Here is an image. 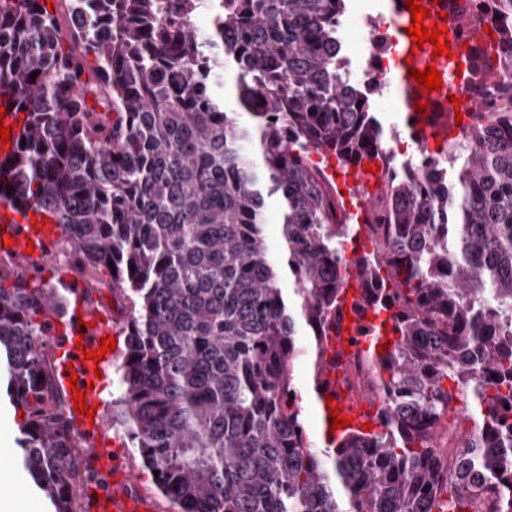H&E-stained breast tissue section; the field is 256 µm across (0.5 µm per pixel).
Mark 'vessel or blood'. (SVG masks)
Segmentation results:
<instances>
[{
	"mask_svg": "<svg viewBox=\"0 0 512 512\" xmlns=\"http://www.w3.org/2000/svg\"><path fill=\"white\" fill-rule=\"evenodd\" d=\"M399 77L405 90L403 106L412 112L415 127L422 137L430 140L452 135L450 121L436 119L435 113L447 106L448 100L440 91H426L411 78L414 69L435 66L443 84L456 85L460 77L451 58L435 54L432 43L423 49L413 47L412 40H405L398 53ZM425 101L424 111H415L418 101ZM62 228L55 215L49 211L0 200V256L28 259L34 265L45 264L49 258L48 247L52 240L60 238ZM75 293L74 306L65 324L56 326L52 336V348L57 362L60 382L76 379L79 392L84 393L87 406L93 407V417L76 414V398L67 395L66 409L76 415L75 424L86 443L91 445L96 493L86 501L87 512H154V504L140 497L136 490L137 474L120 457L106 458L100 447L99 437L106 430L105 421L98 413L101 405V373L107 372L116 361L117 352L104 354L102 360H88L87 352L99 351L102 338L121 339L120 328L110 325L107 319L90 310L83 299L84 285L70 280ZM360 334L358 322L342 321L330 331L324 350V363L318 379V407L323 421H330V407H339L343 416L351 421L352 428H360L371 422L375 401L370 392L350 394L336 383L335 358L349 349L351 342Z\"/></svg>",
	"mask_w": 512,
	"mask_h": 512,
	"instance_id": "b4317fda",
	"label": "vessel or blood"
}]
</instances>
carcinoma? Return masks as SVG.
Here are the masks:
<instances>
[{"instance_id":"obj_1","label":"carcinoma","mask_w":512,"mask_h":512,"mask_svg":"<svg viewBox=\"0 0 512 512\" xmlns=\"http://www.w3.org/2000/svg\"><path fill=\"white\" fill-rule=\"evenodd\" d=\"M62 2L64 25L47 0H0V93L23 114L0 189L55 214L77 278L123 292L114 407L159 493L182 512H512V112L407 176L371 110L381 86L338 52L345 0ZM486 66L512 81L511 58ZM313 153L382 161L371 252L347 256L358 225ZM43 272L0 260V379L29 484L79 512L89 448L46 345L70 291ZM353 275L359 309L388 313L363 331L390 326L368 351L387 404L381 430L317 450L294 368L308 356L316 383ZM450 414L472 429L448 461L432 430Z\"/></svg>"}]
</instances>
